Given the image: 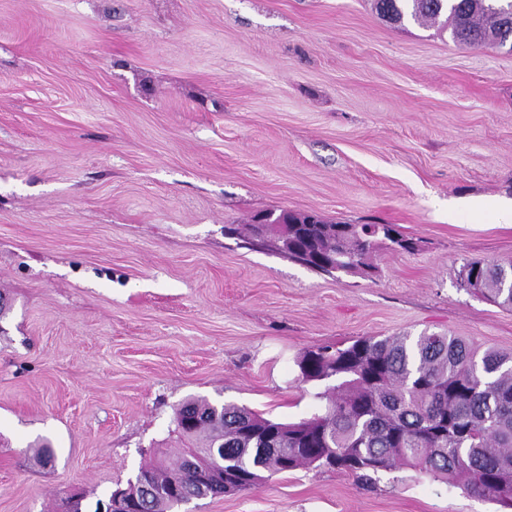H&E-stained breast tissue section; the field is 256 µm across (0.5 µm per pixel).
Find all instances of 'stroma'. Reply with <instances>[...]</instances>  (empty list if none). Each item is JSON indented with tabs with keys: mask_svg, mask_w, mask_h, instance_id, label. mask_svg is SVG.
<instances>
[{
	"mask_svg": "<svg viewBox=\"0 0 512 512\" xmlns=\"http://www.w3.org/2000/svg\"><path fill=\"white\" fill-rule=\"evenodd\" d=\"M512 47L372 0H0V512H87L175 459V410L318 412L297 361L439 333L512 353ZM394 224L374 277L316 271L254 215ZM53 458L42 463L38 447ZM185 512H506L412 468H301ZM459 277L464 288L499 306L512 308V268L508 273L496 264L467 261Z\"/></svg>",
	"mask_w": 512,
	"mask_h": 512,
	"instance_id": "35a3bbf8",
	"label": "stroma"
}]
</instances>
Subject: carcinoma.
<instances>
[{"instance_id": "1", "label": "carcinoma", "mask_w": 512, "mask_h": 512, "mask_svg": "<svg viewBox=\"0 0 512 512\" xmlns=\"http://www.w3.org/2000/svg\"><path fill=\"white\" fill-rule=\"evenodd\" d=\"M392 24L411 19L474 46L512 38V0H374ZM288 215V228L269 221L252 225L272 233L297 261L324 272L368 274L378 243L413 252L417 241L394 224H307ZM463 287L512 308V272L467 261ZM305 382L336 379L318 397L322 412L299 422L266 418L235 403L188 400L176 412V433L185 445L176 463L140 467L124 488L110 494L114 512H173L198 498L260 487L269 477L313 466L360 479L406 466L463 483L477 495L512 508V356L478 351L445 334L361 336L347 346H320L298 359ZM193 448L224 451V473L204 464L191 470Z\"/></svg>"}]
</instances>
